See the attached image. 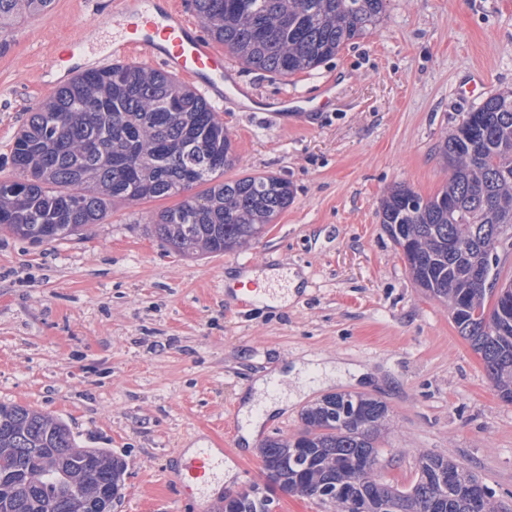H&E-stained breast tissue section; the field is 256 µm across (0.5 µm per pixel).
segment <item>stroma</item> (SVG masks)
Returning <instances> with one entry per match:
<instances>
[{"label": "stroma", "mask_w": 512, "mask_h": 512, "mask_svg": "<svg viewBox=\"0 0 512 512\" xmlns=\"http://www.w3.org/2000/svg\"><path fill=\"white\" fill-rule=\"evenodd\" d=\"M109 8L55 0L0 33V176L55 44L107 45ZM482 75L489 92L512 90V0H387L371 33L318 68L288 79L239 69L271 99L316 96L334 104L271 119L224 111L241 172L290 182L294 198L274 223L224 255H182L156 237L148 214L174 195L120 203L107 223L40 245L0 231V403L64 421L83 448H107L127 466L112 512H224L226 496L264 484L261 447L301 431V412L349 392L385 403L383 478L409 487L420 455L476 473L497 512H512V403L459 335L446 304L414 282L380 218L405 184L423 197L448 170L438 154L478 98L460 85ZM280 269L300 286L283 305L239 307L229 272ZM280 376L252 443L241 408L259 377ZM224 449L219 495L191 496L176 475L189 448Z\"/></svg>", "instance_id": "obj_1"}]
</instances>
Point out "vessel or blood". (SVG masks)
Listing matches in <instances>:
<instances>
[{
	"instance_id": "1",
	"label": "vessel or blood",
	"mask_w": 512,
	"mask_h": 512,
	"mask_svg": "<svg viewBox=\"0 0 512 512\" xmlns=\"http://www.w3.org/2000/svg\"><path fill=\"white\" fill-rule=\"evenodd\" d=\"M111 25L112 45L105 56L96 60V68L136 54L159 62L169 72L194 78L207 98L229 110L243 109L248 101L256 103L262 112L312 109L298 92H283L271 105L260 102L254 92L240 84L224 50L187 23L177 0H114ZM89 52L84 40H70L55 46L52 62L62 65L64 74L71 76L83 69ZM223 472V454L199 448L183 460L180 484L185 490L203 492Z\"/></svg>"
}]
</instances>
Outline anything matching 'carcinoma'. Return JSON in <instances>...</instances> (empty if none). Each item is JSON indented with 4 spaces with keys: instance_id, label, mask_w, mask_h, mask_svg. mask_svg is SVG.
<instances>
[{
    "instance_id": "carcinoma-1",
    "label": "carcinoma",
    "mask_w": 512,
    "mask_h": 512,
    "mask_svg": "<svg viewBox=\"0 0 512 512\" xmlns=\"http://www.w3.org/2000/svg\"><path fill=\"white\" fill-rule=\"evenodd\" d=\"M211 40L248 68L286 79L334 57L381 21L386 0H191ZM53 0H0V30ZM439 145L448 183L429 198L409 186L382 200L381 224L416 284L449 303L459 334L512 403V310L498 308L494 242L512 224V91L488 95ZM12 174L0 178V229L33 243L103 224L116 202L184 195L148 218L177 252L222 254L255 239L292 202L287 180L267 173L224 180L238 156L204 96L172 74L135 64L80 73L30 109L14 138ZM200 193H192L198 186ZM458 243L448 250V241ZM481 265L487 277L474 281ZM382 402L342 393L302 412L303 430L262 446L266 480L284 493L346 512L336 487L365 512H471L463 466L423 454L407 489L353 463L379 456ZM125 463L107 448H80L66 423L0 404V512H99L121 498ZM269 489L224 498V512H271Z\"/></svg>"
}]
</instances>
